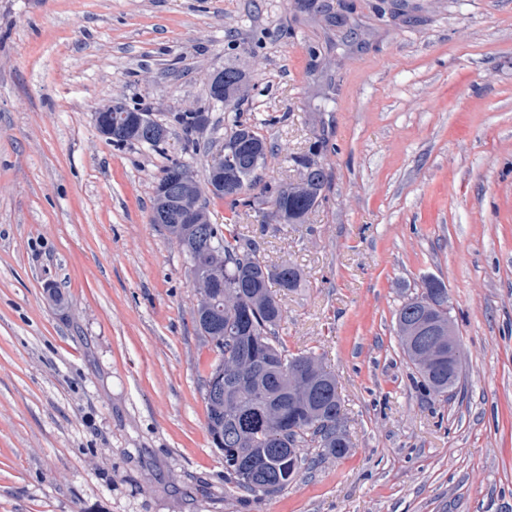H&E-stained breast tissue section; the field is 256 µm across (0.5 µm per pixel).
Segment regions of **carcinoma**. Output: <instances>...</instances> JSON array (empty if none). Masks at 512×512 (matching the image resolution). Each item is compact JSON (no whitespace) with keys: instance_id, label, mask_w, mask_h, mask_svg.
<instances>
[{"instance_id":"cac0c4a2","label":"carcinoma","mask_w":512,"mask_h":512,"mask_svg":"<svg viewBox=\"0 0 512 512\" xmlns=\"http://www.w3.org/2000/svg\"><path fill=\"white\" fill-rule=\"evenodd\" d=\"M245 75L234 67L224 68V99L234 102L230 132L224 138V191L216 197L229 200L232 217L224 227L204 224H167L165 228L188 255H216L221 263L191 265L192 280L208 285L215 304L194 320L199 335L215 354L205 382L217 367L237 370L239 391H227L224 399L205 397L206 429L216 448L224 453V491L266 493L264 484L280 488L290 484L306 465L302 448L318 449V456H346L351 448L336 378L312 352L293 354L280 340L277 328L282 308L276 285L282 291L300 286L299 269L292 264L269 265L258 255L256 244L243 238L235 217L238 207L267 206L270 224H304L326 199L330 173L320 156L327 147L318 138L308 153L291 161L308 172L306 182L260 185L258 169L265 164L272 146L257 126L240 120L244 99L239 85ZM174 121L185 131L200 128L196 112H180ZM448 291L429 282L423 291L405 301L397 311L400 345L415 366L423 385L446 394L458 379L448 377V363L436 364L425 354L421 322L438 327L448 324ZM281 452H275V449Z\"/></svg>"}]
</instances>
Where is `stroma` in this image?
<instances>
[{
	"label": "stroma",
	"mask_w": 512,
	"mask_h": 512,
	"mask_svg": "<svg viewBox=\"0 0 512 512\" xmlns=\"http://www.w3.org/2000/svg\"><path fill=\"white\" fill-rule=\"evenodd\" d=\"M321 2L0 0V512H512V0ZM223 66L263 182L322 134L332 174L307 223L238 219L300 268L278 332L334 371L352 444L264 495L224 491L190 262L150 221L163 169L204 179L224 144ZM115 100L168 141L103 138ZM429 278L461 341L445 395L396 333Z\"/></svg>",
	"instance_id": "1"
}]
</instances>
